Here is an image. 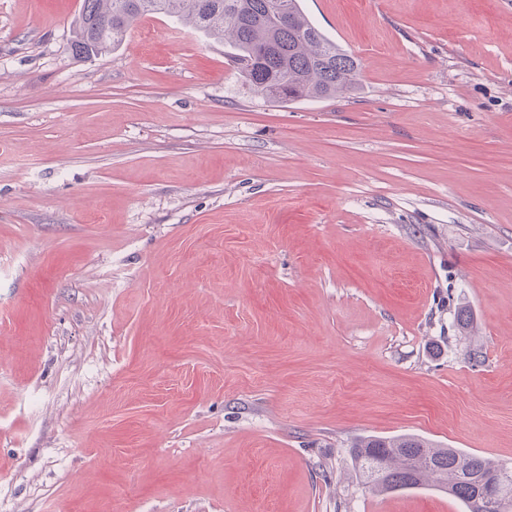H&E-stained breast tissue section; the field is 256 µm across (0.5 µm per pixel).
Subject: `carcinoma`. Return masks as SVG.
Wrapping results in <instances>:
<instances>
[{
	"instance_id": "carcinoma-1",
	"label": "carcinoma",
	"mask_w": 512,
	"mask_h": 512,
	"mask_svg": "<svg viewBox=\"0 0 512 512\" xmlns=\"http://www.w3.org/2000/svg\"><path fill=\"white\" fill-rule=\"evenodd\" d=\"M148 14H164L229 46L228 59L252 93L272 101L335 99L359 86L360 62L304 13L300 0H83L71 51L89 58L117 48ZM365 484L379 493L431 484L483 512L477 485L512 512V466L417 435L365 437L351 449Z\"/></svg>"
}]
</instances>
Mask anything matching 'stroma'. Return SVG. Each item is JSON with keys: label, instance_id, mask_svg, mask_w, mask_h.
Returning a JSON list of instances; mask_svg holds the SVG:
<instances>
[{"label": "stroma", "instance_id": "35a3bbf8", "mask_svg": "<svg viewBox=\"0 0 512 512\" xmlns=\"http://www.w3.org/2000/svg\"><path fill=\"white\" fill-rule=\"evenodd\" d=\"M303 3L355 95L0 0V512H464L370 493L368 435L512 465V0Z\"/></svg>", "mask_w": 512, "mask_h": 512}]
</instances>
